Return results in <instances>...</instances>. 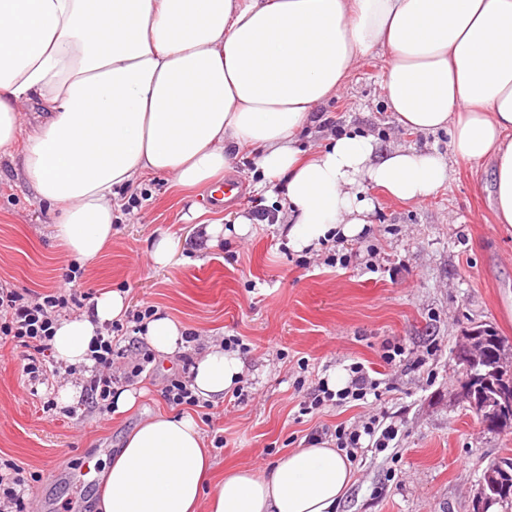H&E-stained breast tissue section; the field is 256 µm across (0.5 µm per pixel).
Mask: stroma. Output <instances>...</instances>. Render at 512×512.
<instances>
[{"label":"stroma","instance_id":"35a3bbf8","mask_svg":"<svg viewBox=\"0 0 512 512\" xmlns=\"http://www.w3.org/2000/svg\"><path fill=\"white\" fill-rule=\"evenodd\" d=\"M385 67L380 54L361 57L343 88L318 107L300 147L314 152L355 126L386 151L433 148L448 163L445 188L415 203L373 191V222L362 235L303 258L288 248L282 225L232 232L230 214L257 202L247 149L229 171L244 191L221 207L209 204L208 190L182 188L163 175L145 178L144 200L122 215L111 244L71 289L122 290L129 305L156 306L205 343L242 337V380L251 395L239 405L215 402L211 421L201 424L213 446L214 478L229 465L263 469L302 439L358 424L375 407L393 417L399 436L384 452L358 454L337 512H473L488 466L512 454V433L484 431L454 401L455 355L463 333L481 322L512 341V225L495 218L490 167L453 154L447 132L416 133L388 112ZM193 211L224 226L216 245L198 243ZM51 222L25 185L20 160L1 161L0 279L38 292L59 285L70 259L53 240ZM164 235L178 239L180 252L158 267L151 244ZM333 254L346 256L347 266L329 265ZM389 345L403 349L400 361H384ZM354 362L379 372L376 405L327 404L304 413L298 376L311 384ZM178 364L175 354L156 360L134 384L140 397L133 408L102 415L83 397L73 420L43 412L16 350L0 345V457L34 473L29 512H99L101 479L80 484L73 473L85 457H111L143 420L168 412L162 389ZM218 435L224 447H214Z\"/></svg>","mask_w":512,"mask_h":512}]
</instances>
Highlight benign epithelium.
Listing matches in <instances>:
<instances>
[{"label":"benign epithelium","mask_w":512,"mask_h":512,"mask_svg":"<svg viewBox=\"0 0 512 512\" xmlns=\"http://www.w3.org/2000/svg\"><path fill=\"white\" fill-rule=\"evenodd\" d=\"M478 330L469 329L461 336L456 355L457 372L462 381L456 389L458 401L469 402L479 408L482 427L490 426V420L512 411V386L499 384L501 366L512 365V344L507 346L498 359L486 358L481 354L477 341ZM500 479L494 470H487L482 478L479 497L473 505L474 512H490L501 503Z\"/></svg>","instance_id":"benign-epithelium-1"}]
</instances>
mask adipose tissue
<instances>
[{"instance_id":"ef3b65f1","label":"adipose tissue","mask_w":512,"mask_h":512,"mask_svg":"<svg viewBox=\"0 0 512 512\" xmlns=\"http://www.w3.org/2000/svg\"><path fill=\"white\" fill-rule=\"evenodd\" d=\"M387 57L384 98L397 122L447 131L461 158L493 163L492 202L512 224V0H0V157L23 143L22 172L77 263L112 241L125 190L161 174L183 187L218 181L243 148L266 198L283 187L294 251L360 235L369 188L419 202L449 181L447 162L413 146L380 151L350 130L303 155L299 136L360 56ZM40 112L31 129L25 109ZM105 291L92 314L60 319L63 365H90L97 330L122 319ZM164 313L146 324L159 356L185 344ZM236 353L211 343L190 369L200 399L241 379ZM195 417L139 424L102 470L101 512H336L352 464L311 439L266 470L226 469L214 488Z\"/></svg>"}]
</instances>
